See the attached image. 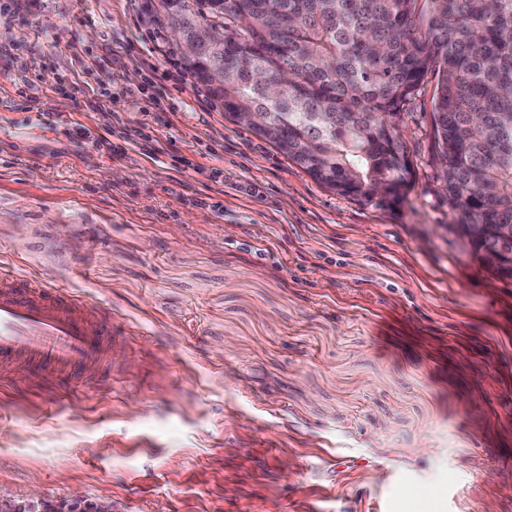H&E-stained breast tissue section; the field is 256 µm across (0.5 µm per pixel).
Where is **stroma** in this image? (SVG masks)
<instances>
[{"instance_id": "obj_1", "label": "stroma", "mask_w": 512, "mask_h": 512, "mask_svg": "<svg viewBox=\"0 0 512 512\" xmlns=\"http://www.w3.org/2000/svg\"><path fill=\"white\" fill-rule=\"evenodd\" d=\"M150 0H0V270L107 308L94 377H0V487L114 512H512V279L452 230L427 78L390 204L194 85Z\"/></svg>"}]
</instances>
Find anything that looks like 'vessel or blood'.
<instances>
[{
    "label": "vessel or blood",
    "mask_w": 512,
    "mask_h": 512,
    "mask_svg": "<svg viewBox=\"0 0 512 512\" xmlns=\"http://www.w3.org/2000/svg\"><path fill=\"white\" fill-rule=\"evenodd\" d=\"M125 328L105 309L58 288L0 274V371L23 366L37 377H81L107 368Z\"/></svg>",
    "instance_id": "b4317fda"
}]
</instances>
